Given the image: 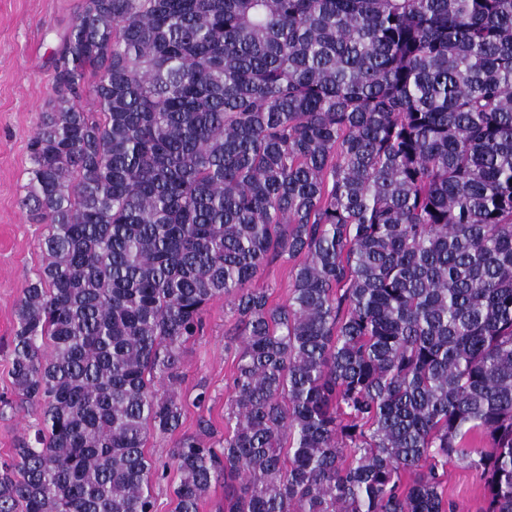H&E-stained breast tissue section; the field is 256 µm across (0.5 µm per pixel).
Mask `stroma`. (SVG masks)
Here are the masks:
<instances>
[{
  "label": "stroma",
  "instance_id": "1",
  "mask_svg": "<svg viewBox=\"0 0 512 512\" xmlns=\"http://www.w3.org/2000/svg\"><path fill=\"white\" fill-rule=\"evenodd\" d=\"M81 5L82 0H0V458L11 454L36 417L34 409L22 407L9 375L16 305L41 263L45 232L19 205L28 182L27 142L52 93V57ZM293 267L284 256L269 260L253 285L266 289L271 301L284 302ZM205 321L203 335L190 339L182 354L180 431L198 433L205 420L220 436L237 362L236 318L231 304L217 299L207 306ZM202 388L208 398L198 406L194 398ZM447 494L460 512H478L483 504L479 476L453 463Z\"/></svg>",
  "mask_w": 512,
  "mask_h": 512
}]
</instances>
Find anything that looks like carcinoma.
Segmentation results:
<instances>
[{"mask_svg": "<svg viewBox=\"0 0 512 512\" xmlns=\"http://www.w3.org/2000/svg\"><path fill=\"white\" fill-rule=\"evenodd\" d=\"M53 71L0 512H155L222 298L226 432L176 440L172 512H458L450 462L512 512V0H83ZM297 260H288V256L269 259L253 281L252 287L265 288L273 303H281L288 299L292 281L293 267ZM205 321L204 334L190 339L182 354L181 382L177 386L182 425L173 435L149 436L145 452L154 461H169L175 441L183 434L199 433L201 420L211 424L215 439L224 436V411L231 396L238 351L232 305L224 299L212 301L206 308ZM200 388L206 389L208 399L198 407L194 398Z\"/></svg>", "mask_w": 512, "mask_h": 512, "instance_id": "carcinoma-1", "label": "carcinoma"}]
</instances>
